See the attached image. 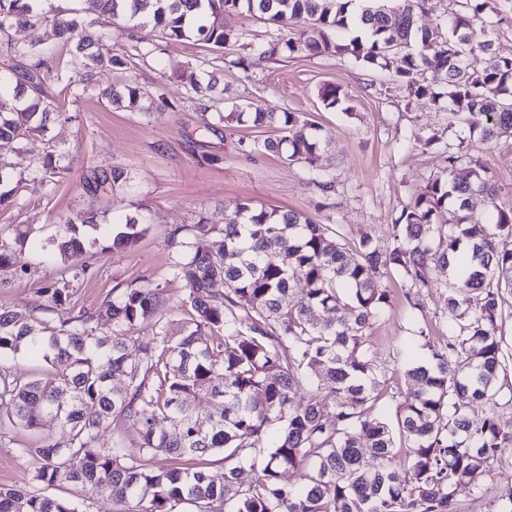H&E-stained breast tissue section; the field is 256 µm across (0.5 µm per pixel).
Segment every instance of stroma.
<instances>
[{
    "label": "stroma",
    "instance_id": "stroma-1",
    "mask_svg": "<svg viewBox=\"0 0 512 512\" xmlns=\"http://www.w3.org/2000/svg\"><path fill=\"white\" fill-rule=\"evenodd\" d=\"M224 23L239 35L238 44L224 52L164 39L146 29L142 35L154 50L144 58L136 56L126 22L86 27L81 38L112 43L125 53L128 64L98 72L77 96L54 79L56 70L71 59L73 43L55 36L49 24L37 33L50 49L45 90L60 108L50 114L46 135L28 148L0 141V159L14 175L13 181L0 185L5 195L0 228L21 224L30 230L16 254V268L0 269V305L20 321L33 322L48 305L45 286L60 279L64 270L84 265L89 273L69 282V300L48 315L49 324H58L73 309L95 311L116 286H148L184 296V283L168 275L174 257L170 234L201 219L220 226L230 223L236 204L242 202L257 209L301 212L316 223L339 227L350 243L369 234L379 244H388L394 218L440 171L452 145L479 160L501 187L495 202L473 197L474 213L485 214L494 206L512 208V138L480 141L429 99L409 96L387 72L363 68L343 56L298 51L263 57L264 47L280 35L277 24L245 15L225 17ZM203 69L223 88L225 109L237 105L247 112H295L319 127L325 144L316 164L330 173L332 190L324 193L309 184L303 164L252 151L253 140L276 136L275 128L206 125L188 96L192 79ZM327 84L342 85L347 111L325 108L319 90ZM127 85L165 92L171 105L131 109L103 95L107 88ZM428 137L433 140L429 146L424 143ZM50 153L62 156L61 168L36 177L35 169ZM110 167L130 173L128 185L89 195L85 176ZM89 209L97 212L102 227L115 230L127 218L144 216L146 231L129 250L115 249L93 260L78 251L56 258L46 247L48 240L61 234L66 217ZM447 281V270L439 267L426 288L406 289L399 275L378 280L379 287L390 290L392 302L369 336L377 365L399 386L408 383L410 363L431 357L418 328L429 329L434 337L448 334L442 300ZM10 437L11 444H0V484L30 486L33 466L16 449L34 436L16 428ZM510 486L512 450L487 465L478 485L459 486L457 497L465 512H488Z\"/></svg>",
    "mask_w": 512,
    "mask_h": 512
}]
</instances>
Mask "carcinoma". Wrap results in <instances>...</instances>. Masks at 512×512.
Instances as JSON below:
<instances>
[{"mask_svg":"<svg viewBox=\"0 0 512 512\" xmlns=\"http://www.w3.org/2000/svg\"><path fill=\"white\" fill-rule=\"evenodd\" d=\"M38 0H0V54L13 65L0 70V139H25L45 130L58 110L43 88L47 49L34 39L13 40L19 25L39 27L45 17ZM53 19L58 35L75 38L86 23L103 17L126 18L152 26L165 39L194 38L216 51L235 34L224 15L254 14L286 27L303 19L297 37L272 43V56L290 52L347 56L368 69H382L411 96L446 101L455 120L487 142L512 137V52L496 38L473 44L470 32L489 23L491 0H454L448 32L416 26L423 0H73ZM485 56L474 71L469 54ZM124 55L106 44L77 41L71 65L56 72L57 83L73 89L99 67L122 68ZM427 74L413 81L414 71ZM212 80L194 83L193 98L207 112L220 98ZM148 92L129 85L112 99L134 107ZM328 108L344 106L340 85L319 90ZM220 123L275 126L282 136L256 139L252 149L285 154L308 168L309 181L332 189L328 172L315 165L320 142L294 112L212 113ZM459 149H448L440 172L426 191L406 203L391 225L392 244L370 235L351 247L339 232L294 211L255 209L236 204V219L221 229L200 220L193 236L219 234L202 250L191 241H171L174 281L187 294L178 305L186 315L179 330L157 313L163 294L153 288H115L112 299L93 313L78 312L35 332L0 305V360L22 350L47 363L69 367L62 376L25 378L0 365V416L12 427L37 432L51 415L67 428L58 442L48 435L17 449L34 465L32 482L72 484L106 495L115 512H463L460 485L476 483L491 460L512 448V431L494 415L472 420L477 401L497 403L498 379L512 358L498 336L504 319L500 286L512 288V209L493 207L482 217L470 209L479 192L494 203L498 184L479 165L459 171ZM131 180L116 169H98L85 182L87 192L114 190ZM450 211L448 223L436 219ZM65 234L53 241L61 255L99 239L89 237L94 215L65 220ZM144 229L129 218L116 233L115 246L132 247ZM30 230L0 231V268L8 267ZM448 269L443 297L451 334L438 342L431 362L408 369L410 392L379 380L368 340L372 321L391 302L377 279L397 273L414 288L430 284L429 263ZM303 282L305 293L294 294ZM52 303L68 298L67 282L43 288ZM248 301V306L241 304ZM138 344L131 360L128 343ZM127 378L112 388V375ZM309 386L304 403L293 392ZM219 402L221 411L200 428L199 397ZM395 404L394 418L379 412ZM168 421L164 429L160 423ZM131 427V448L119 438L101 445L109 427ZM406 449L408 470L400 475L397 454ZM169 461L155 470L157 454ZM234 462L216 482L206 469L211 457ZM249 465L250 480L240 477ZM307 468L300 487L281 481V470ZM0 512H86L85 503L51 497L39 490L0 484Z\"/></svg>","mask_w":512,"mask_h":512,"instance_id":"carcinoma-1","label":"carcinoma"}]
</instances>
